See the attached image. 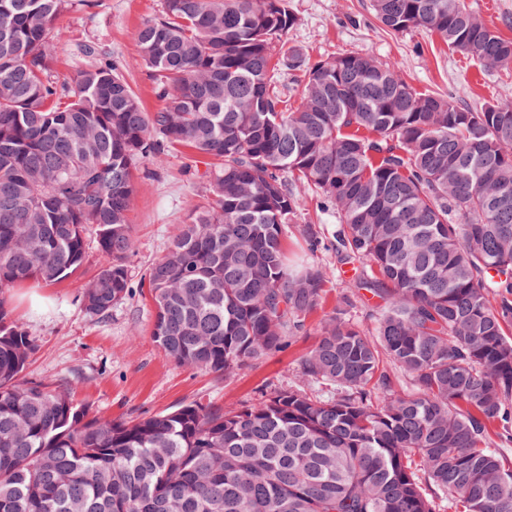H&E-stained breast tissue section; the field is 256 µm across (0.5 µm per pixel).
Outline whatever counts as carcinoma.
Wrapping results in <instances>:
<instances>
[{"label":"carcinoma","instance_id":"1","mask_svg":"<svg viewBox=\"0 0 512 512\" xmlns=\"http://www.w3.org/2000/svg\"><path fill=\"white\" fill-rule=\"evenodd\" d=\"M74 0H0V512H512V102L463 106L388 63L343 53L281 107L275 79L303 59L288 0H164L137 32L163 101L145 111L118 68L52 74V33ZM486 71L512 40L467 0H372ZM212 160L209 202L148 271L152 336L177 364L235 376L287 346L334 272L288 267L303 184L336 210L340 265L358 275L299 362L302 381L226 411L201 401L132 421L28 377L37 340L8 293L101 267L81 306L130 291L128 212L146 157ZM314 251L326 236L297 226ZM383 302L369 330L358 292ZM395 365L412 385L395 390Z\"/></svg>","mask_w":512,"mask_h":512}]
</instances>
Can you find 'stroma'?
<instances>
[{"label":"stroma","mask_w":512,"mask_h":512,"mask_svg":"<svg viewBox=\"0 0 512 512\" xmlns=\"http://www.w3.org/2000/svg\"><path fill=\"white\" fill-rule=\"evenodd\" d=\"M163 0H85L55 24L54 72L70 81L91 62L92 44L115 64L147 111L161 108L155 79L137 56L136 34L158 16ZM298 18L288 43L307 65L346 52H362L394 64L419 91L478 106L512 101V72L484 71L466 56L448 50L428 31L396 34L373 15L371 0H289ZM206 160L187 150H171L138 164L137 192L129 212L133 250L126 258L131 292L109 314L94 316L81 306L84 289L99 269L97 251L59 283L28 281L11 289L9 309L36 337L30 377L66 384L75 403L92 404L101 416L120 421L145 417L196 400L227 410L259 398L262 390L297 382L298 365L316 339L325 314L336 305L328 297L308 322L306 333L281 351L232 378L190 369L165 356L152 338L154 306L145 278L149 265L189 221V204L206 195Z\"/></svg>","instance_id":"obj_1"}]
</instances>
